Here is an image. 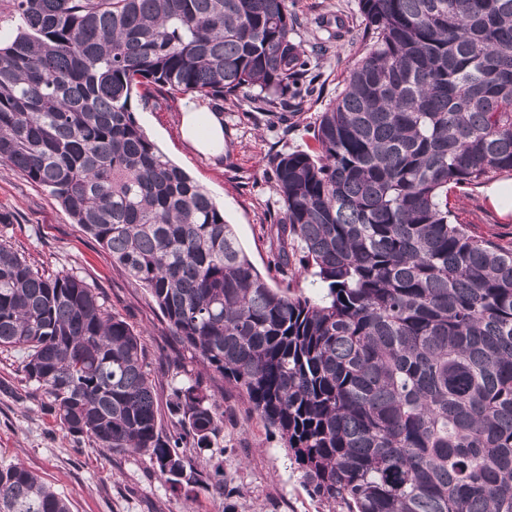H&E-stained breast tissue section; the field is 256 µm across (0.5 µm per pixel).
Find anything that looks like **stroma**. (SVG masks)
I'll return each mask as SVG.
<instances>
[{
  "instance_id": "1",
  "label": "stroma",
  "mask_w": 512,
  "mask_h": 512,
  "mask_svg": "<svg viewBox=\"0 0 512 512\" xmlns=\"http://www.w3.org/2000/svg\"><path fill=\"white\" fill-rule=\"evenodd\" d=\"M298 20L297 38L314 54L320 89L317 102L280 121L248 114L246 102L225 104L224 152L205 160L182 140L179 118L187 97L161 107L134 99L132 108L148 138L203 186L224 209L249 260L270 274L271 256L265 215L278 196L269 161L274 154L313 151L319 112L344 88V79L363 52V17L358 0H288ZM343 21L346 33L328 52L315 53L326 40L325 22ZM448 205L474 235L512 245V213L500 215L484 186L452 188ZM0 241L50 273L77 275L95 289L99 301L140 335L159 400L172 386L202 376L219 400L223 421L210 447L186 449L193 467H223L235 489L232 498L195 488L171 489L144 454L105 455L76 440L30 397L22 372L23 354L0 350V465L20 463L67 500L70 512H329L304 483L278 437L247 412L244 395L213 372H203L194 352L174 336L151 294L121 267L113 265L96 241L39 185L0 163Z\"/></svg>"
}]
</instances>
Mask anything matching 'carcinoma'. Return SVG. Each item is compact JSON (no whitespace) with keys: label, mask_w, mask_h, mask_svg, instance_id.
Instances as JSON below:
<instances>
[{"label":"carcinoma","mask_w":512,"mask_h":512,"mask_svg":"<svg viewBox=\"0 0 512 512\" xmlns=\"http://www.w3.org/2000/svg\"><path fill=\"white\" fill-rule=\"evenodd\" d=\"M0 163L48 190L147 288L174 335L247 398L331 512H512V248L469 233L448 186L512 172V0H359L366 54L318 115V151L276 154L273 288L224 208L137 124L191 95L303 109L314 88L288 0H10ZM0 348L61 429L149 456L172 488L225 493L182 449L214 394L171 389L168 432L138 334L71 274L0 242ZM0 512H69L20 463Z\"/></svg>","instance_id":"cac0c4a2"}]
</instances>
